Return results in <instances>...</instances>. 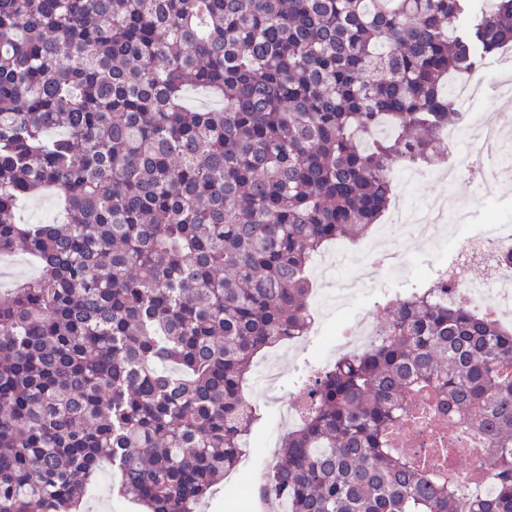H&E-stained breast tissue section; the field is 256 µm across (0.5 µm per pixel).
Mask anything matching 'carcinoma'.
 I'll use <instances>...</instances> for the list:
<instances>
[{
  "label": "carcinoma",
  "mask_w": 512,
  "mask_h": 512,
  "mask_svg": "<svg viewBox=\"0 0 512 512\" xmlns=\"http://www.w3.org/2000/svg\"><path fill=\"white\" fill-rule=\"evenodd\" d=\"M512 45V0H0V512H76L101 464L146 512H195L241 462L259 352L305 335L312 255L428 164L448 78ZM191 87L218 110H189ZM52 192L61 216L19 224ZM311 384L266 473L288 512H460L387 430L435 392L486 440L512 512V330L438 297Z\"/></svg>",
  "instance_id": "cac0c4a2"
}]
</instances>
